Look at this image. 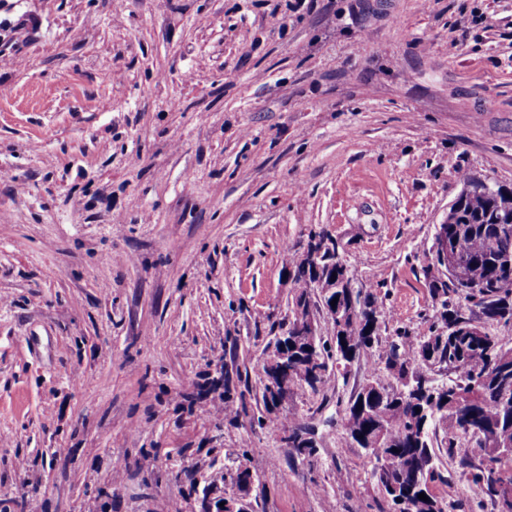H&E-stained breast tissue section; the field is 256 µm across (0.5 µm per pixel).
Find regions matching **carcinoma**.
Instances as JSON below:
<instances>
[{
	"label": "carcinoma",
	"instance_id": "carcinoma-1",
	"mask_svg": "<svg viewBox=\"0 0 512 512\" xmlns=\"http://www.w3.org/2000/svg\"><path fill=\"white\" fill-rule=\"evenodd\" d=\"M457 223L448 225V287L431 289L433 321L424 334L408 331L389 343L387 379L363 385L342 408L338 424L347 439L364 447L371 438L380 440L382 453L398 459L384 474L373 473L382 496L396 505L392 486L417 500V512H454L431 489L438 477L433 444L435 418L445 419V452L455 455L461 442L481 450L478 463H466L463 476L493 512H512V489L503 486L512 477L484 466L485 459L501 461V449L512 446V341L490 334L487 323L512 325V196L470 191L457 197ZM288 268L295 270L294 301L315 308L336 302L346 313L336 318L331 335L310 337L298 329L272 337L285 346L288 378L295 391H319L333 365H348L371 348L380 336L382 300L374 292L355 288L347 261L326 249L318 266L307 255L284 253ZM465 294L468 311L453 301ZM446 368L456 377L435 384L418 373L415 362ZM261 398L268 413L266 426L288 430V447L310 457L317 443L306 436L297 416L288 423L277 414L278 399L267 384ZM248 414L244 393L231 397L224 380V418L237 420ZM425 494L427 500L418 499Z\"/></svg>",
	"mask_w": 512,
	"mask_h": 512
}]
</instances>
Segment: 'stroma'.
<instances>
[{
  "label": "stroma",
  "mask_w": 512,
  "mask_h": 512,
  "mask_svg": "<svg viewBox=\"0 0 512 512\" xmlns=\"http://www.w3.org/2000/svg\"><path fill=\"white\" fill-rule=\"evenodd\" d=\"M286 3L0 0V512H208L243 468L255 512H391L337 404L426 332L464 177L512 186V0ZM319 228L379 341L280 403L311 458L260 404L214 445L213 383L259 391ZM288 448H293L297 455L310 457L314 454L317 443L313 438L305 437L304 426L297 423V416L288 412Z\"/></svg>",
  "instance_id": "obj_1"
}]
</instances>
